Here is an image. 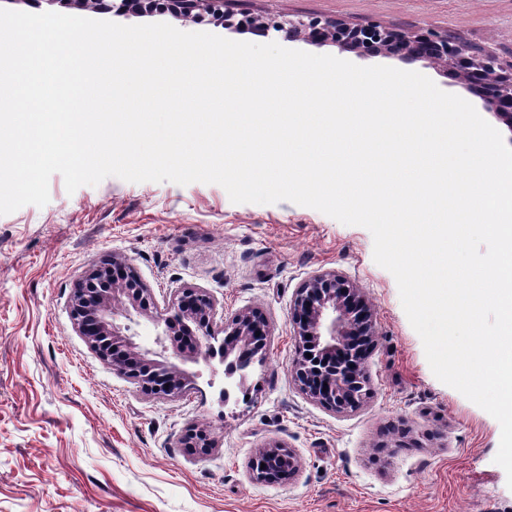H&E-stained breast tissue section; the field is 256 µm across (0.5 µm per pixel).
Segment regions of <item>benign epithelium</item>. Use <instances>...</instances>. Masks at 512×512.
Returning a JSON list of instances; mask_svg holds the SVG:
<instances>
[{"mask_svg":"<svg viewBox=\"0 0 512 512\" xmlns=\"http://www.w3.org/2000/svg\"><path fill=\"white\" fill-rule=\"evenodd\" d=\"M162 7L177 4L172 15L201 24L209 15H224V28L237 29L224 14V0H152ZM253 25L265 34L290 42L304 40L333 46L359 58L393 57L421 62L480 96L487 110L512 129V68H503L491 53L479 54L448 35L421 30L413 35L380 22L352 25L339 19L258 15ZM70 316L76 332L112 370L135 381L150 395L177 398L195 385L199 375L186 364L213 366L253 364L265 356L272 327L255 310L230 316L219 314L217 303L200 288H179L166 305L155 300L151 288L124 257L114 256L92 267L70 296ZM151 323L157 348L136 342L132 325ZM295 358L291 376L313 403L336 413L352 412L369 398L367 360L376 346V315L360 289L334 272H317L301 282L291 310ZM172 352L173 357L166 356ZM189 448L216 447L205 427L187 430ZM300 460L279 441L258 450L248 466L251 480L280 483L295 477Z\"/></svg>","mask_w":512,"mask_h":512,"instance_id":"obj_1","label":"benign epithelium"}]
</instances>
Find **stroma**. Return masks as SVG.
<instances>
[{
    "label": "stroma",
    "instance_id": "35a3bbf8",
    "mask_svg": "<svg viewBox=\"0 0 512 512\" xmlns=\"http://www.w3.org/2000/svg\"><path fill=\"white\" fill-rule=\"evenodd\" d=\"M136 25L111 0H0ZM234 19L261 14L432 28L512 63V0H224ZM45 206L0 216V512H512L495 463L496 419L440 382L401 304L394 276L373 259L364 227L289 201L236 204L217 184L132 183L111 176L67 193L49 181ZM127 258L157 301L205 289L225 314L254 308L272 323L253 366V401L221 403V382L162 399L103 364L74 330L72 289L112 255ZM334 271L360 288L377 318L367 363L372 397L351 413L314 404L294 385L290 311L308 276ZM194 424L216 448H185ZM403 448L379 449L394 428ZM299 457L289 482L250 480L267 442Z\"/></svg>",
    "mask_w": 512,
    "mask_h": 512
}]
</instances>
